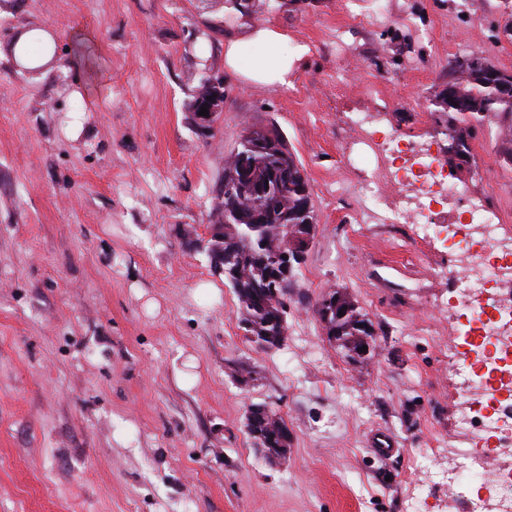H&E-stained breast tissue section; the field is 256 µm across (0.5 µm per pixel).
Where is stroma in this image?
Here are the masks:
<instances>
[{
    "label": "stroma",
    "instance_id": "35a3bbf8",
    "mask_svg": "<svg viewBox=\"0 0 512 512\" xmlns=\"http://www.w3.org/2000/svg\"><path fill=\"white\" fill-rule=\"evenodd\" d=\"M269 0L253 16L311 53L293 88L224 80L214 135L188 106L224 70L223 10L197 0H0V512H463L443 448L462 431L456 369L469 326L439 271L446 246L365 217L349 113L386 101L378 131L442 149L432 102L451 63L482 51L512 73L502 0ZM47 29L65 71L15 70L8 47ZM87 114L66 138L68 112ZM276 125L308 177L314 242L276 349L247 341L232 289L199 240L225 156ZM449 177L512 236V152L486 119ZM348 293L375 332L364 362L314 315ZM278 409L272 463L243 431ZM392 448L374 453L376 438Z\"/></svg>",
    "mask_w": 512,
    "mask_h": 512
}]
</instances>
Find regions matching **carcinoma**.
Returning <instances> with one entry per match:
<instances>
[{"label": "carcinoma", "instance_id": "obj_1", "mask_svg": "<svg viewBox=\"0 0 512 512\" xmlns=\"http://www.w3.org/2000/svg\"><path fill=\"white\" fill-rule=\"evenodd\" d=\"M507 78L512 79V73L496 68L482 52L455 59L448 84L433 106L445 117L446 137L455 144L457 154L473 158L472 141L491 116L507 124L512 144V90L503 86ZM216 206L249 237V243L240 248L218 231L205 240L203 248L210 262L223 266L224 280L238 308L245 309L243 320L253 333L267 337L268 348H277L278 309L268 298L276 294L281 305L288 306L298 272L294 267L284 274L278 236L283 225L316 223V213L303 167L275 126L247 131L224 158ZM344 304L347 310L338 322V348L347 355L359 350V337L372 336L374 331L354 301L346 299Z\"/></svg>", "mask_w": 512, "mask_h": 512}]
</instances>
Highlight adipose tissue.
<instances>
[{"label":"adipose tissue","mask_w":512,"mask_h":512,"mask_svg":"<svg viewBox=\"0 0 512 512\" xmlns=\"http://www.w3.org/2000/svg\"><path fill=\"white\" fill-rule=\"evenodd\" d=\"M310 54L307 43L290 38L273 25L240 20L224 39V68L240 82L268 89L291 87Z\"/></svg>","instance_id":"adipose-tissue-1"}]
</instances>
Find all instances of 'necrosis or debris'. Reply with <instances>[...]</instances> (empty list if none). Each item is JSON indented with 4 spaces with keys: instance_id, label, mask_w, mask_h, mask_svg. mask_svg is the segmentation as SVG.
Returning <instances> with one entry per match:
<instances>
[{
    "instance_id": "necrosis-or-debris-1",
    "label": "necrosis or debris",
    "mask_w": 512,
    "mask_h": 512,
    "mask_svg": "<svg viewBox=\"0 0 512 512\" xmlns=\"http://www.w3.org/2000/svg\"><path fill=\"white\" fill-rule=\"evenodd\" d=\"M385 174L371 176L362 188L364 211L385 210L389 223L415 225L422 237L436 238L448 230L444 201L462 196L448 183V164L430 150L415 147L401 137L387 136ZM462 226L482 225L479 241L463 238L452 243L459 263L449 268L455 279L469 323L468 346L459 370L460 413H467L472 399L471 380H478L488 413L483 427L493 433L500 447H512V336L502 332L494 310L481 301L486 284L496 281L512 253L502 250L493 226L483 225L481 211L471 208L457 218Z\"/></svg>"
}]
</instances>
